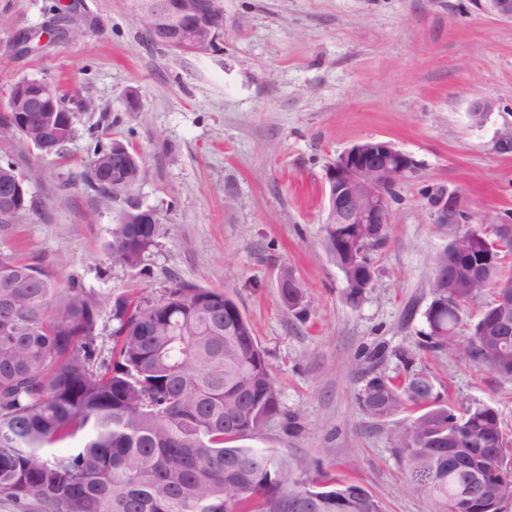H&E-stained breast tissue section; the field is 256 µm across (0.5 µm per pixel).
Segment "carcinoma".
Listing matches in <instances>:
<instances>
[{
    "label": "carcinoma",
    "mask_w": 512,
    "mask_h": 512,
    "mask_svg": "<svg viewBox=\"0 0 512 512\" xmlns=\"http://www.w3.org/2000/svg\"><path fill=\"white\" fill-rule=\"evenodd\" d=\"M20 130L0 114V141L41 142L40 112ZM149 174L143 158L112 161L95 145L86 181L117 202ZM0 234L38 213L32 195L14 203ZM125 209L112 227L110 257L138 268L155 246L160 221ZM502 250L477 265L485 285L503 281L512 225H493ZM326 250L343 272L347 298L368 289L366 257L355 249L381 243L364 227L337 235L325 227ZM458 287L432 289L425 312L427 346L487 365L512 379V335L499 334L486 307L467 344L457 340L461 307L478 300L460 263ZM282 302L303 303L305 289L283 273ZM102 303L71 285L60 289L36 256L0 249V499L15 512H382L360 484L333 482L265 450L238 445L282 417L272 367L251 322L224 292L175 282L156 301L114 300L115 340L108 356L96 343ZM404 375H375L358 391L362 409L386 418L407 405L424 412L396 429L392 444L408 483L432 512H503L512 487V442L498 410L475 401L462 411L438 403L431 376L400 351ZM71 441L67 451L57 444Z\"/></svg>",
    "instance_id": "carcinoma-1"
}]
</instances>
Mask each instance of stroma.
<instances>
[{"label": "stroma", "instance_id": "35a3bbf8", "mask_svg": "<svg viewBox=\"0 0 512 512\" xmlns=\"http://www.w3.org/2000/svg\"><path fill=\"white\" fill-rule=\"evenodd\" d=\"M219 3L220 49L198 56L151 44L136 0H0V95L29 78L78 101L60 154L0 142V159L40 202L0 249L36 254L61 287L96 294L104 351L116 297L156 300L177 280L223 290L251 321L282 408L299 423L272 420L243 446L360 483L382 512H430L391 442L413 409L374 419L356 394L368 373H400L396 354L410 350L441 401L491 404L512 439V380L422 346L436 259L455 232L433 223L435 194L460 192L475 224L512 212V151L498 148L512 131V21L469 0ZM65 5L77 37L44 36ZM479 98L494 109L476 127L467 110ZM369 138L418 168L396 189L386 240L369 252L372 286L352 303L324 244V172ZM115 142L144 159L149 176L130 195L160 219L136 270L108 252L121 203L83 177L95 144ZM286 269L305 287L297 313L278 295ZM377 347L384 357L369 361Z\"/></svg>", "mask_w": 512, "mask_h": 512}]
</instances>
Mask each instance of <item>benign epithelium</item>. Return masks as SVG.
Masks as SVG:
<instances>
[{"label": "benign epithelium", "instance_id": "obj_1", "mask_svg": "<svg viewBox=\"0 0 512 512\" xmlns=\"http://www.w3.org/2000/svg\"><path fill=\"white\" fill-rule=\"evenodd\" d=\"M478 10L498 18L512 21V0H470ZM177 16L188 26L192 39H205L214 44L224 25L223 10H218L211 25H200L196 18L200 14L199 0H178ZM38 93L28 95L17 103L0 104L3 112H19L18 124L25 125L26 112H41L44 137L42 142H50L55 131L53 112L72 116V109L65 100L58 97L56 87L46 81H38ZM494 104L481 98L473 101L468 109V117L475 126L482 125ZM417 169L416 161L407 153L398 150L384 140L368 139L355 143L330 163L325 170L327 187L326 223L344 227L347 224H366L372 237L380 235L383 225L391 223L393 200L388 192L395 191L397 185ZM465 215L462 194L458 191L439 193L432 204V220L435 224H460ZM492 227L468 226L457 233L455 239L462 241L475 237L481 242L487 256L501 249L500 242L491 237Z\"/></svg>", "mask_w": 512, "mask_h": 512}]
</instances>
